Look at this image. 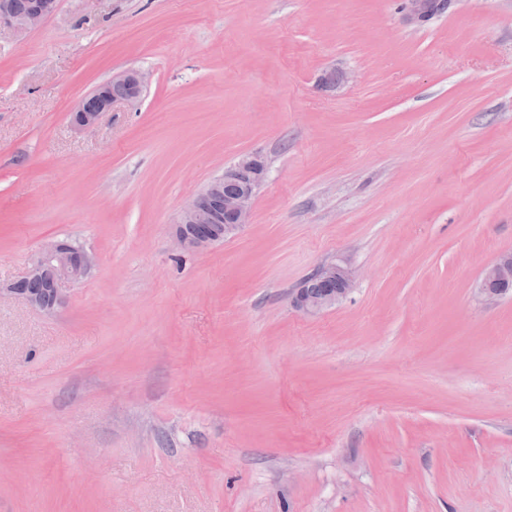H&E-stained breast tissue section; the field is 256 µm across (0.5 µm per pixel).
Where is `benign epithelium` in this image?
<instances>
[{
  "label": "benign epithelium",
  "mask_w": 512,
  "mask_h": 512,
  "mask_svg": "<svg viewBox=\"0 0 512 512\" xmlns=\"http://www.w3.org/2000/svg\"><path fill=\"white\" fill-rule=\"evenodd\" d=\"M458 0H406V17L411 22H427L446 12ZM57 0H28L22 13L15 11L12 0H0V30L8 29L18 39L40 27L54 13ZM150 83V73L140 69L118 72L82 97L70 113L71 125L86 131L100 116L118 104L135 105ZM268 172L267 163L258 154H244L224 172L212 178L172 219L173 244L179 251H200L224 241L251 223L258 189ZM94 252L70 243L50 240L39 258L22 279L0 288V293L14 296L21 303L44 312H52L65 302L59 283L79 282L96 265ZM312 278L324 285L313 292L303 285L292 297L293 307L314 316L339 305L350 293L356 275L340 264L320 266ZM41 281L37 290L21 287L24 282ZM479 301L494 306L512 298V252L504 253L488 267L478 282Z\"/></svg>",
  "instance_id": "1"
}]
</instances>
